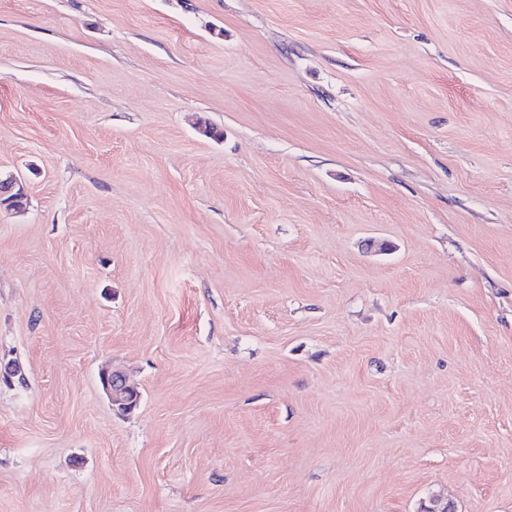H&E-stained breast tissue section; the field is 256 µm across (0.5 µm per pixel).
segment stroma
<instances>
[{
	"instance_id": "stroma-1",
	"label": "stroma",
	"mask_w": 512,
	"mask_h": 512,
	"mask_svg": "<svg viewBox=\"0 0 512 512\" xmlns=\"http://www.w3.org/2000/svg\"><path fill=\"white\" fill-rule=\"evenodd\" d=\"M8 176L0 512H512V0H0ZM100 383L113 406L124 407L128 400H134L139 396L136 388L131 386L126 377L118 371H101Z\"/></svg>"
}]
</instances>
